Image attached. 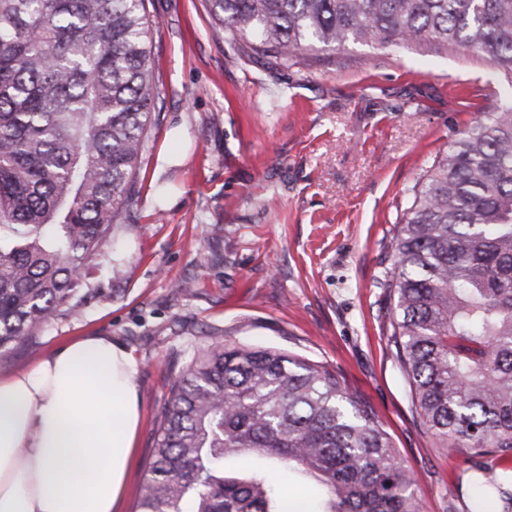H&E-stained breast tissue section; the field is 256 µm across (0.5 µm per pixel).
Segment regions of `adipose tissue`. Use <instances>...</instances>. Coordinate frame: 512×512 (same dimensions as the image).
Instances as JSON below:
<instances>
[{
	"mask_svg": "<svg viewBox=\"0 0 512 512\" xmlns=\"http://www.w3.org/2000/svg\"><path fill=\"white\" fill-rule=\"evenodd\" d=\"M136 366L106 336L0 377V512H121L140 425Z\"/></svg>",
	"mask_w": 512,
	"mask_h": 512,
	"instance_id": "obj_1",
	"label": "adipose tissue"
}]
</instances>
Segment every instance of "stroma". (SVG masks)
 Segmentation results:
<instances>
[{
  "label": "stroma",
  "mask_w": 512,
  "mask_h": 512,
  "mask_svg": "<svg viewBox=\"0 0 512 512\" xmlns=\"http://www.w3.org/2000/svg\"><path fill=\"white\" fill-rule=\"evenodd\" d=\"M150 11L164 108L138 208L96 274L108 296L0 356V376L79 336L132 353L142 419L123 512H135L167 365L213 344L275 347L328 367L375 409L425 512H468L482 476L421 425L387 342L382 283L419 175L506 86L455 50L360 46L277 67L225 42L207 0H151ZM203 242L224 261L201 265ZM181 280L193 292L173 296Z\"/></svg>",
  "instance_id": "35a3bbf8"
}]
</instances>
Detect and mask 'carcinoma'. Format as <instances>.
Masks as SVG:
<instances>
[{
	"label": "carcinoma",
	"mask_w": 512,
	"mask_h": 512,
	"mask_svg": "<svg viewBox=\"0 0 512 512\" xmlns=\"http://www.w3.org/2000/svg\"><path fill=\"white\" fill-rule=\"evenodd\" d=\"M225 40L284 67L338 47L485 57L512 88V0H209ZM150 0H0V354L80 315L138 206L163 110ZM388 344L434 447L469 450L512 512V95L419 177L392 239ZM137 512H423L385 423L327 367L208 346L172 377Z\"/></svg>",
	"instance_id": "1"
}]
</instances>
